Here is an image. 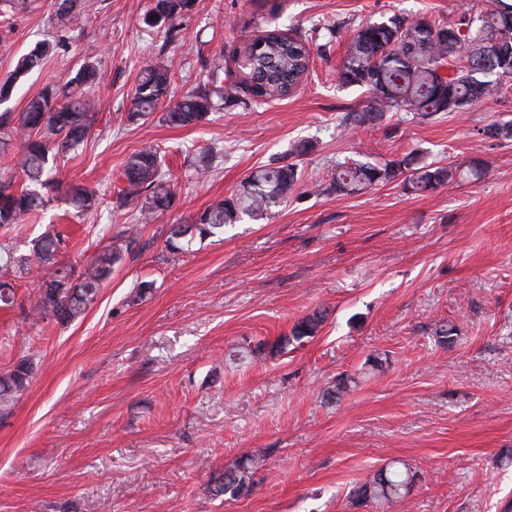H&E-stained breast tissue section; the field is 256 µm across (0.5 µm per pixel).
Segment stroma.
Segmentation results:
<instances>
[{"label": "stroma", "instance_id": "35a3bbf8", "mask_svg": "<svg viewBox=\"0 0 512 512\" xmlns=\"http://www.w3.org/2000/svg\"><path fill=\"white\" fill-rule=\"evenodd\" d=\"M68 48L19 81L5 107L21 111L48 83L96 65L101 102L89 138L59 169L63 185L113 193L127 157L154 144L165 154L177 204L142 225L99 296L68 326L33 325L24 312L36 282H16L0 310V370L34 363L30 385L0 419V512H376L347 494L394 461L420 474L391 512H512V140L482 129L512 121V81L478 106L418 121L387 118L345 129L368 93L342 88L336 69L367 19H456L488 0H196L172 44L147 27L148 0H84ZM276 16L305 35L310 68L284 100L233 106L178 128L154 113L130 123L127 103L147 60L170 65L171 98L195 83L203 58L232 55ZM342 31L327 40L321 27ZM53 0L11 9L0 0V79L16 58L54 32ZM312 141L302 186L274 215L226 226L221 236L170 253L171 225L230 197L253 169ZM222 156L200 182L190 160ZM418 148L441 166H485L421 196L400 181L357 195L328 192L331 169L351 158L383 160ZM131 208L76 215L65 193L0 243L28 250L47 225L62 228L61 259L82 265L120 232ZM146 297L130 303L141 282ZM321 330L302 348L273 344L314 309ZM458 329L453 344L435 328ZM240 345L262 346L231 364ZM351 377L327 400L338 376ZM262 459L252 491L214 496L213 474Z\"/></svg>", "mask_w": 512, "mask_h": 512}]
</instances>
